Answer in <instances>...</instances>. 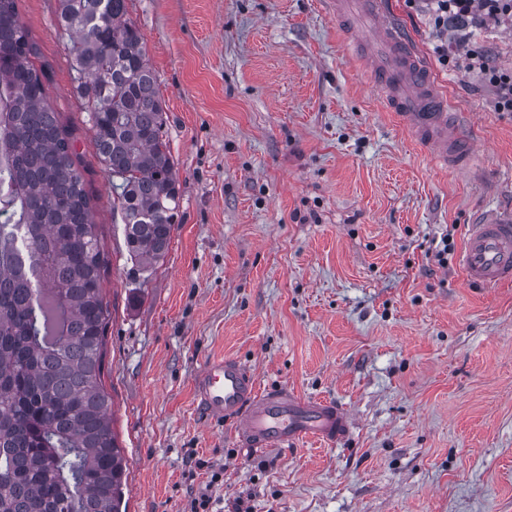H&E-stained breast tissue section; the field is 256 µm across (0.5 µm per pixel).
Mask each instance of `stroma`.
<instances>
[{"mask_svg":"<svg viewBox=\"0 0 512 512\" xmlns=\"http://www.w3.org/2000/svg\"><path fill=\"white\" fill-rule=\"evenodd\" d=\"M16 7L111 259L102 382L121 512H188L215 471V512L240 498L252 512H512V284L477 289L458 266L474 214L512 207V112L466 50L447 65L434 52L463 36L512 72V26L443 34L421 0H385L461 114L474 175L436 165L387 110L325 0H127L179 174L168 251L143 272L73 89L57 0ZM225 355L260 386L347 409L350 439L238 448L234 423L206 418L192 388Z\"/></svg>","mask_w":512,"mask_h":512,"instance_id":"1","label":"stroma"}]
</instances>
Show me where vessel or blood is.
Returning <instances> with one entry per match:
<instances>
[{"instance_id": "vessel-or-blood-1", "label": "vessel or blood", "mask_w": 512, "mask_h": 512, "mask_svg": "<svg viewBox=\"0 0 512 512\" xmlns=\"http://www.w3.org/2000/svg\"><path fill=\"white\" fill-rule=\"evenodd\" d=\"M336 19L348 26L352 14L377 24L368 52L373 85L412 135L433 151L436 160L466 170L475 153L452 129L448 97L428 72L384 0H333ZM460 262L466 280L478 286L512 283V210L490 212L473 220ZM199 402L213 419L236 423L239 447L251 450L286 448L303 438L325 444L347 439L353 415L326 399H310L283 387L260 388L250 368L235 357L208 360L195 380Z\"/></svg>"}]
</instances>
